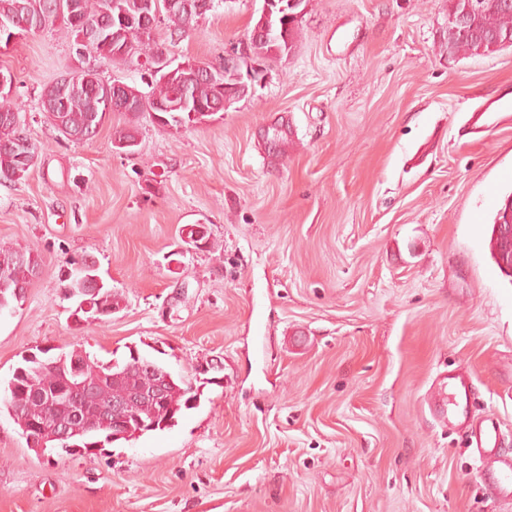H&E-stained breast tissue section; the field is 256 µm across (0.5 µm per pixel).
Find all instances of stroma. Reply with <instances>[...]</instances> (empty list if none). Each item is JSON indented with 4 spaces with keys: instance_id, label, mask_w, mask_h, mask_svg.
Listing matches in <instances>:
<instances>
[{
    "instance_id": "stroma-1",
    "label": "stroma",
    "mask_w": 512,
    "mask_h": 512,
    "mask_svg": "<svg viewBox=\"0 0 512 512\" xmlns=\"http://www.w3.org/2000/svg\"><path fill=\"white\" fill-rule=\"evenodd\" d=\"M448 0H309L301 37L245 98L197 126L118 116L60 136L43 88L77 68L57 22L0 54L36 148L0 184V243L41 257L0 313V386L22 355L138 349L200 386L171 428L96 454L37 457L0 412V512H512L432 405L457 374L512 455V278L490 236L512 193V112L482 132L478 104L512 92V48L449 57ZM262 0H220L171 45L213 66ZM207 225L206 248L182 231ZM89 258L124 297L75 323L63 273Z\"/></svg>"
}]
</instances>
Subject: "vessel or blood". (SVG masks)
<instances>
[{"label":"vessel or blood","mask_w":512,"mask_h":512,"mask_svg":"<svg viewBox=\"0 0 512 512\" xmlns=\"http://www.w3.org/2000/svg\"><path fill=\"white\" fill-rule=\"evenodd\" d=\"M451 397L441 398L437 407L445 420L457 423L461 420L459 408L469 395L465 381L452 385ZM471 444L477 449L480 460V472L485 482L494 490L499 498H512V459L500 453L503 435L499 423L494 418H486L472 426L470 431Z\"/></svg>","instance_id":"1"}]
</instances>
